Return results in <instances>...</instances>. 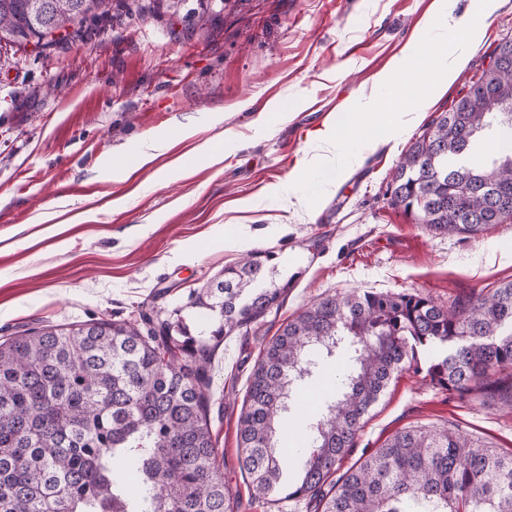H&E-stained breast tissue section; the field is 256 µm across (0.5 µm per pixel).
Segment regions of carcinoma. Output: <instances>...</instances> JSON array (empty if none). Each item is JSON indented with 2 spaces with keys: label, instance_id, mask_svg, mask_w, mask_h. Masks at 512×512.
<instances>
[{
  "label": "carcinoma",
  "instance_id": "cac0c4a2",
  "mask_svg": "<svg viewBox=\"0 0 512 512\" xmlns=\"http://www.w3.org/2000/svg\"><path fill=\"white\" fill-rule=\"evenodd\" d=\"M110 0H0V42L45 45L110 13ZM500 157L457 163L484 131ZM391 202L435 236H476L512 203V61L482 71L412 143ZM248 253L181 309L22 326L0 340V512H237L209 424L224 338L279 309L291 282L259 288ZM512 409V281L444 308L419 291L328 294L262 349L238 420V462L260 499L320 512H512V453L443 427L407 428L343 468L394 374Z\"/></svg>",
  "mask_w": 512,
  "mask_h": 512
}]
</instances>
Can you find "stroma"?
<instances>
[{
	"instance_id": "obj_1",
	"label": "stroma",
	"mask_w": 512,
	"mask_h": 512,
	"mask_svg": "<svg viewBox=\"0 0 512 512\" xmlns=\"http://www.w3.org/2000/svg\"><path fill=\"white\" fill-rule=\"evenodd\" d=\"M140 15L113 0L84 40L0 47V336L44 322L122 319L186 307L194 289L252 250L293 286L279 310L226 337L213 369L212 433L239 512H270L238 465L237 424L265 343L314 300L353 290H417L438 304L512 279V220L474 237L432 236L391 206L390 176L512 37V0H495L472 49L458 26L474 0H224L199 22ZM464 51L448 90L403 86L412 118L398 141L366 144L349 114L389 97L381 76ZM195 127L179 141L176 126ZM347 138L338 168L304 165L318 132ZM151 159L128 174L108 157ZM457 428L512 451V411L395 374L369 413L353 464L394 433Z\"/></svg>"
}]
</instances>
